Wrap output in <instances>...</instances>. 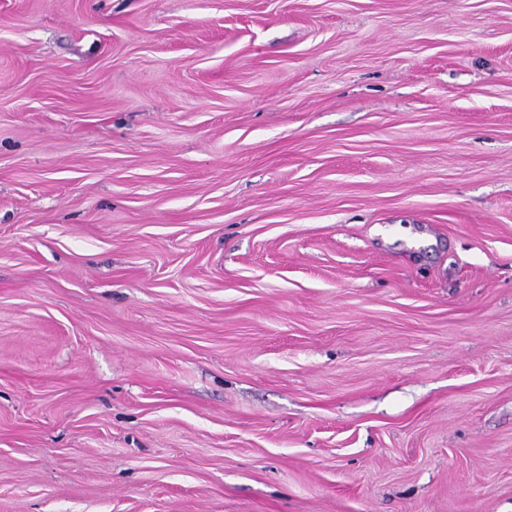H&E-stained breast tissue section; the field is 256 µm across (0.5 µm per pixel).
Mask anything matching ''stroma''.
Returning <instances> with one entry per match:
<instances>
[{
	"mask_svg": "<svg viewBox=\"0 0 512 512\" xmlns=\"http://www.w3.org/2000/svg\"><path fill=\"white\" fill-rule=\"evenodd\" d=\"M0 512H512V0H0Z\"/></svg>",
	"mask_w": 512,
	"mask_h": 512,
	"instance_id": "35a3bbf8",
	"label": "stroma"
}]
</instances>
